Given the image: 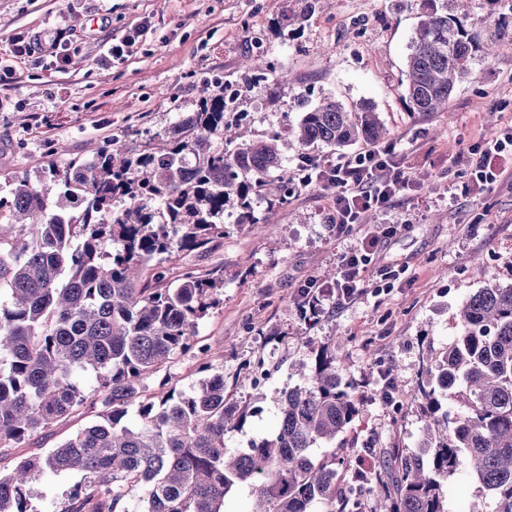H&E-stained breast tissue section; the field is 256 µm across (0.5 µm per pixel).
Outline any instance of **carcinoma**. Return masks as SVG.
<instances>
[{"label": "carcinoma", "instance_id": "cac0c4a2", "mask_svg": "<svg viewBox=\"0 0 512 512\" xmlns=\"http://www.w3.org/2000/svg\"><path fill=\"white\" fill-rule=\"evenodd\" d=\"M423 0L409 45L404 96L415 112H445L458 85L485 58L512 52V40H486L469 14ZM302 117L289 146L302 158L319 147L389 137L376 112L334 100L299 98ZM224 84L178 113L158 139L136 152L99 149L40 185L27 177L0 197V447L19 444L85 403L98 420L43 455L0 470V512H35L32 486L77 473L64 512H224L243 484L251 512H354L336 473L333 443L358 413L339 374L342 355L321 353L304 384L280 392L277 431L232 453L229 434L257 409L224 396V375L190 394L157 399L143 382L177 355L210 347L196 328L221 303L224 278L187 270L176 287L149 266L183 252H206L224 238V213L253 224L258 196L288 200V179L271 174L288 160L279 136L236 142ZM62 186L51 202L42 182ZM459 335L430 358L419 381L425 427L417 449L397 458L389 482L368 468L348 473L383 512H447L442 480L477 484L492 509L512 512V283L491 282L458 310ZM80 373L94 375L82 388ZM453 394L465 411L453 414ZM138 402V423H122Z\"/></svg>", "mask_w": 512, "mask_h": 512}]
</instances>
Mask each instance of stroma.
I'll list each match as a JSON object with an SVG mask.
<instances>
[{"label": "stroma", "instance_id": "35a3bbf8", "mask_svg": "<svg viewBox=\"0 0 512 512\" xmlns=\"http://www.w3.org/2000/svg\"><path fill=\"white\" fill-rule=\"evenodd\" d=\"M421 0H0V57L26 34L49 30L62 37L68 59L14 61L0 83V196L13 180L37 179L90 157L103 146L140 149L157 138L177 112L222 78L245 137L288 136L301 112L297 98L330 97L346 109L370 106L404 151L413 181L373 225L397 224L376 266L401 273L400 284L348 302L326 305L316 323L300 314L299 290L310 280L330 284L339 257L358 231L337 236L329 224L330 189L295 191L287 203H254L257 225L225 219L224 237L211 251L163 262L164 283L175 286L196 266L223 276V301L199 323V343L220 346L209 360L176 356L145 379L148 393L184 391L202 378V364L224 375L239 408L258 407L227 441L231 450L276 428L281 390L301 383L321 350L339 348L340 374L360 401V413L336 438V450L354 463L374 449L370 467L389 473L394 453H407L422 426L418 381L428 354L442 351L459 332L461 302L488 283H512V163L486 189L471 184L467 149L480 136L512 125V54L475 65L448 101L447 113L412 111L404 100L408 46ZM488 38L512 40V11L491 0H471ZM151 28L130 56L100 65L104 43L121 38L141 18ZM262 55L272 70L251 79L243 66ZM288 71V82L276 79ZM275 232H267V225ZM264 361L270 379L252 387L248 374ZM390 371L394 400L370 402L369 389ZM98 409L80 410L0 450V467L50 448L96 421ZM78 475H51L33 487L36 512H64Z\"/></svg>", "mask_w": 512, "mask_h": 512}]
</instances>
